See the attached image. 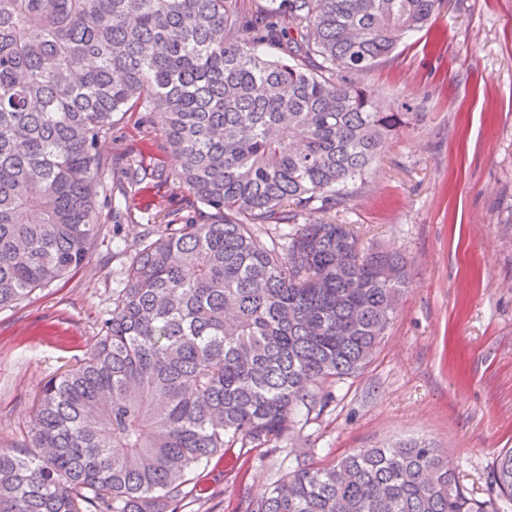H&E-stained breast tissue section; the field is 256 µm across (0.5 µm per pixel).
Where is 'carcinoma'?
<instances>
[{
    "instance_id": "1",
    "label": "carcinoma",
    "mask_w": 512,
    "mask_h": 512,
    "mask_svg": "<svg viewBox=\"0 0 512 512\" xmlns=\"http://www.w3.org/2000/svg\"><path fill=\"white\" fill-rule=\"evenodd\" d=\"M438 2L0 0V309L132 218L100 203L107 181L130 198L147 178L102 148L121 112L160 126L197 212L118 250L101 336L0 448V512H181L192 471L270 447L361 372L410 279L336 215L410 113L347 75ZM494 481L478 500L442 449L399 442L298 464L244 512H503L512 448Z\"/></svg>"
}]
</instances>
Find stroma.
Masks as SVG:
<instances>
[{
    "instance_id": "obj_1",
    "label": "stroma",
    "mask_w": 512,
    "mask_h": 512,
    "mask_svg": "<svg viewBox=\"0 0 512 512\" xmlns=\"http://www.w3.org/2000/svg\"><path fill=\"white\" fill-rule=\"evenodd\" d=\"M355 80L414 118L340 219L362 247L401 252L410 286L371 362L337 383L322 415L297 417L278 447L230 448L193 472L213 497L183 512H243L297 463L410 439L447 450L483 500L499 452L512 448V0H440L423 29ZM163 142L130 112L106 144L155 171L132 221L114 230L127 244L141 225L191 212ZM125 263L104 242L84 267L0 310V448L28 431L43 385L94 344Z\"/></svg>"
}]
</instances>
